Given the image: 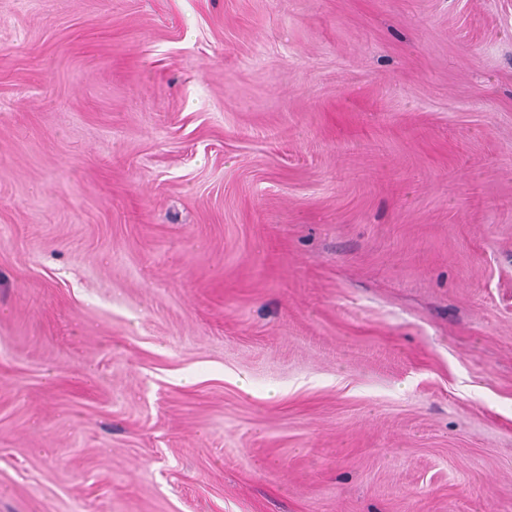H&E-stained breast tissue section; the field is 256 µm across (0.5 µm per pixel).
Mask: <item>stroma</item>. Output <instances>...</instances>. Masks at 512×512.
<instances>
[{
  "mask_svg": "<svg viewBox=\"0 0 512 512\" xmlns=\"http://www.w3.org/2000/svg\"><path fill=\"white\" fill-rule=\"evenodd\" d=\"M0 512H512V0H0Z\"/></svg>",
  "mask_w": 512,
  "mask_h": 512,
  "instance_id": "1",
  "label": "stroma"
}]
</instances>
